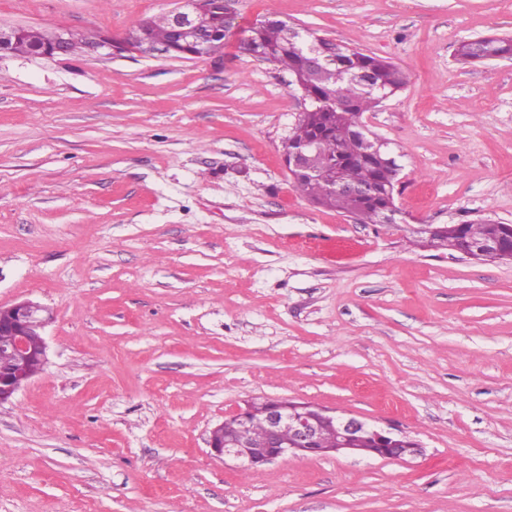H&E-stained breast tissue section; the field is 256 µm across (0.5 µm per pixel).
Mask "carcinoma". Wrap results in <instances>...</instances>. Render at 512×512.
<instances>
[{"label": "carcinoma", "instance_id": "1", "mask_svg": "<svg viewBox=\"0 0 512 512\" xmlns=\"http://www.w3.org/2000/svg\"><path fill=\"white\" fill-rule=\"evenodd\" d=\"M229 0H211L198 16L204 35L197 49L213 55L224 48L231 26ZM288 22L264 18L243 33L258 58L279 65L295 75L296 84L309 101L284 142V160H289L303 144L314 145L313 171L294 177L295 187L317 205L357 215L363 224H380L382 215L394 205L399 166L385 147L369 132L355 137L348 130L363 113L376 107L385 96L405 87L406 73L376 56L363 54L320 38L306 30L288 36ZM144 37L170 57H184L187 48L176 40L168 16L150 20L126 38L133 44ZM512 54V37H490L481 42L467 41L458 49V61L471 62L477 55ZM351 186L371 187L368 195L334 188L336 176ZM428 246L452 250L461 240L478 245L494 238L512 250V224L487 220L463 224H439L433 232L421 231Z\"/></svg>", "mask_w": 512, "mask_h": 512}]
</instances>
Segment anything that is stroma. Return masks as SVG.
<instances>
[{"instance_id": "35a3bbf8", "label": "stroma", "mask_w": 512, "mask_h": 512, "mask_svg": "<svg viewBox=\"0 0 512 512\" xmlns=\"http://www.w3.org/2000/svg\"><path fill=\"white\" fill-rule=\"evenodd\" d=\"M176 0H0V26L124 36ZM394 63L362 120L400 172L399 224L294 186L290 72L209 57L0 56V305L48 306L49 362L0 404V512H512V261L417 227L512 224V0H234ZM309 402L421 455L254 472L209 432ZM512 54V37H490L481 42L467 41L461 43L458 49V61L473 63L472 57L483 56H506ZM485 58V59H490Z\"/></svg>"}]
</instances>
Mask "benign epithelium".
Instances as JSON below:
<instances>
[{"label": "benign epithelium", "instance_id": "benign-epithelium-1", "mask_svg": "<svg viewBox=\"0 0 512 512\" xmlns=\"http://www.w3.org/2000/svg\"><path fill=\"white\" fill-rule=\"evenodd\" d=\"M207 0H181V6L170 12L175 32L190 43L199 41L196 32V17ZM27 31L23 27H0V55L18 54L25 48ZM115 38L98 33L92 36L87 45V54L116 56ZM69 34L66 31H53L42 48V55L61 57L67 55ZM500 249L497 241H487L473 247L463 241L457 248L465 257L480 251L496 252ZM51 320L47 309L32 300H22L10 306H0V336L11 337L8 348L14 355L12 369L0 373V403L8 401L31 378L28 359L35 355L41 363L49 361L48 346L44 330ZM265 432L264 447L254 448L239 435H224V425L211 430L208 446L210 454L219 459L231 457L240 461L246 468L258 471L264 466L288 456H316L321 452L323 432L334 433L335 447L331 453L360 454L354 443L360 435L366 434L377 446L375 456L391 460H403L422 452L420 445L403 446L394 433L369 424L356 417H345L324 407L307 402L285 398L267 399L262 411Z\"/></svg>", "mask_w": 512, "mask_h": 512}]
</instances>
